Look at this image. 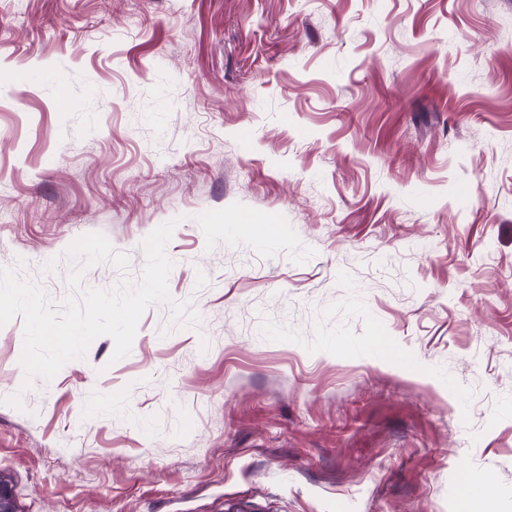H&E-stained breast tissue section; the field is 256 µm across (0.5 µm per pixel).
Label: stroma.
<instances>
[{
	"label": "stroma",
	"mask_w": 512,
	"mask_h": 512,
	"mask_svg": "<svg viewBox=\"0 0 512 512\" xmlns=\"http://www.w3.org/2000/svg\"><path fill=\"white\" fill-rule=\"evenodd\" d=\"M30 70L0 266L60 303L76 238L107 237L82 286L110 289L174 219L198 320L150 306L125 357L97 337L27 391L0 327L18 512H454L463 467L512 512V0H0V71Z\"/></svg>",
	"instance_id": "1"
}]
</instances>
